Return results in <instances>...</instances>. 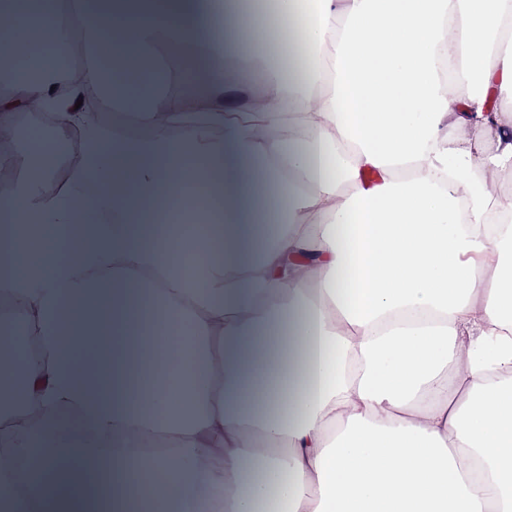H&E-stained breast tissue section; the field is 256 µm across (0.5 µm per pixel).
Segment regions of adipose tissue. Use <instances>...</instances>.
Listing matches in <instances>:
<instances>
[{
    "label": "adipose tissue",
    "instance_id": "adipose-tissue-1",
    "mask_svg": "<svg viewBox=\"0 0 512 512\" xmlns=\"http://www.w3.org/2000/svg\"><path fill=\"white\" fill-rule=\"evenodd\" d=\"M26 5L0 0V44L30 14L48 71L68 31L130 72L186 57L146 138L0 69V136L39 107L83 131L63 192L0 185V384L41 418L0 422V512H512V229L484 179L512 169V0ZM199 178L220 204L177 259L152 215Z\"/></svg>",
    "mask_w": 512,
    "mask_h": 512
}]
</instances>
